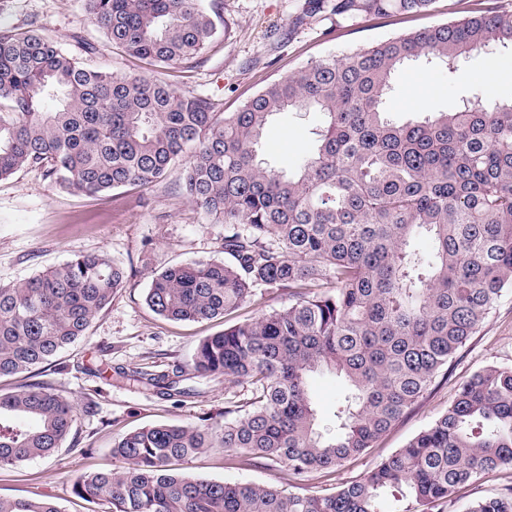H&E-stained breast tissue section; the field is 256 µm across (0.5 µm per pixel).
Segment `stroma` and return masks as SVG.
Listing matches in <instances>:
<instances>
[{"label": "stroma", "mask_w": 512, "mask_h": 512, "mask_svg": "<svg viewBox=\"0 0 512 512\" xmlns=\"http://www.w3.org/2000/svg\"><path fill=\"white\" fill-rule=\"evenodd\" d=\"M304 0H219L220 31L194 62L161 69L157 78L179 91L208 97L215 111L234 112L271 81L284 78L320 57L373 44L438 22L484 12L488 0H434L430 14L363 15L342 23L313 18L296 24ZM35 24L69 50L79 41L97 51L91 68L137 72L138 61L107 40L86 13L82 0H0V28ZM512 97V49L473 55L448 78L421 57L410 61L393 82L391 119L405 121L426 111H444L478 89ZM318 114L285 112L272 118L258 150L261 162L295 171L317 143ZM178 176L148 186H128L96 195L70 191L39 167L0 180V284L27 280L77 253L106 252L120 262L128 285L92 321L84 338L41 365V378L69 397L78 412L73 431L49 458L0 469V497L45 495L63 512H110L103 502L74 497L76 478L88 470H114L121 463L112 445L123 433L156 423L196 425L222 414L238 401L243 386L234 379H207L195 397L178 402L133 381L129 371L158 373L180 365L193 370V355L205 337L288 303L279 291L243 304L233 313L202 322L172 321L155 314L145 296L151 279L175 263L224 258V226L199 210L183 193ZM488 365L512 367V288L493 305L478 331L460 348L412 409L374 445L331 475L319 473L298 483L300 494H324L363 476L440 416L457 387ZM197 477L231 482L285 485L281 464L262 460L242 467L214 448L184 465ZM512 483V470L481 474L467 484L444 512H464L476 499L499 494Z\"/></svg>", "instance_id": "1"}]
</instances>
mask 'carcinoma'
<instances>
[{"mask_svg":"<svg viewBox=\"0 0 512 512\" xmlns=\"http://www.w3.org/2000/svg\"><path fill=\"white\" fill-rule=\"evenodd\" d=\"M105 37L149 66L200 56L216 34L208 0H83ZM432 0H306L300 20L421 14ZM512 47V12L436 23L312 61L235 112L139 73L91 69L30 26L0 30V179L43 167L85 194L163 182L224 224L228 261L170 266L146 303L199 322L263 291L288 306L208 336L198 378L249 383L224 422L155 424L114 443L119 471L84 473L74 494L111 512H382L386 493L440 512L482 473L512 468V367L462 382L448 409L361 479L332 493L195 477L181 464L220 447L243 465L272 459L300 482L362 454L429 389L512 288V98L486 92L445 112L388 119L393 78L429 56L452 74L495 46ZM47 100L57 102L44 110ZM317 112L315 151L289 174L257 160L271 117ZM107 253L75 254L0 285V378L32 372L84 337L126 286ZM317 372L340 378L334 429L309 393ZM166 398H191L182 369L125 374ZM75 406L44 381L0 394V468L54 454ZM0 512H61L44 497L2 498ZM467 512H512V485Z\"/></svg>","mask_w":512,"mask_h":512,"instance_id":"cac0c4a2","label":"carcinoma"}]
</instances>
